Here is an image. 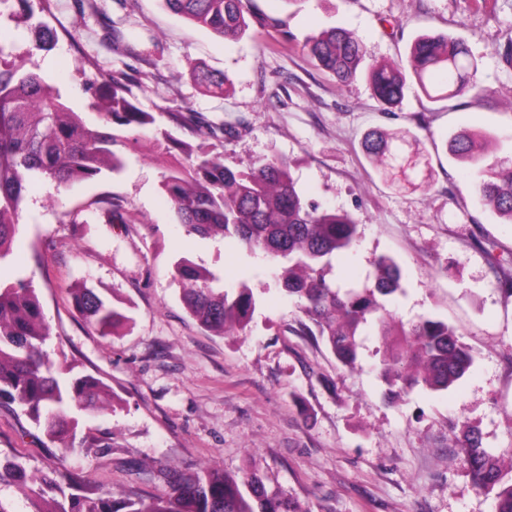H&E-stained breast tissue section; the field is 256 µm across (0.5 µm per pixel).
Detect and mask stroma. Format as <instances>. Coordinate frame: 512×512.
<instances>
[{
	"label": "stroma",
	"mask_w": 512,
	"mask_h": 512,
	"mask_svg": "<svg viewBox=\"0 0 512 512\" xmlns=\"http://www.w3.org/2000/svg\"><path fill=\"white\" fill-rule=\"evenodd\" d=\"M95 4L84 12L78 0H53L47 23L80 32L51 50L35 49L31 31L11 22L0 23V37L88 126L100 119L86 108L84 80L99 70L128 75L156 123L135 142L118 130L120 171L29 188L12 243L18 264L0 269V280L32 279L50 328L47 351L108 385L114 406L79 413L85 445L64 457L19 405L1 403L0 459L30 474L66 466L116 501L158 494L149 475L160 468L208 465L259 469L304 512H495L453 440L475 429L484 448L512 463V297L500 289L512 278V224L475 194L444 142L475 131L489 160L512 154V68L501 59L512 0H252L250 28L236 41L172 13L164 0ZM332 27L367 48L347 83L302 49ZM421 34L463 40L484 95L433 102L412 81L402 103L381 112L368 64L406 62ZM201 68L226 74L228 84L206 89L195 79ZM187 106L215 135L193 138L174 121ZM375 128L416 135L414 182L370 162L362 142ZM172 137L222 152L240 170L288 158L306 195L360 226L357 245L333 261L337 283L362 287L377 256L393 257L404 292L388 309L407 325L433 316L457 327L473 358L464 376L448 390L418 389L388 403L376 353L382 338L373 331L361 339L359 364L341 366L321 340L304 335V315L276 288L278 263L178 224L162 189L183 161L167 147ZM184 259L225 288L248 282L257 305L245 333L215 335L188 313L176 276ZM76 288L124 314L112 335L75 313ZM99 439L105 447H96Z\"/></svg>",
	"instance_id": "obj_1"
}]
</instances>
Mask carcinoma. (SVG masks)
Instances as JSON below:
<instances>
[{"instance_id": "carcinoma-1", "label": "carcinoma", "mask_w": 512, "mask_h": 512, "mask_svg": "<svg viewBox=\"0 0 512 512\" xmlns=\"http://www.w3.org/2000/svg\"><path fill=\"white\" fill-rule=\"evenodd\" d=\"M167 7L224 39H238L249 29L250 0H164ZM52 0H0V17L30 25L34 45L42 50L57 41L56 29L37 19L49 14ZM308 53L317 66L339 82L351 80L365 59L366 48L354 33L331 28L311 37ZM0 41V267L11 263V244L19 232L21 205L28 185L51 180L67 186L93 180L103 170H118L122 159L114 127L132 131L153 125L152 113L140 108L126 82L98 71L86 92L102 121L89 128L60 91L21 60L4 59ZM477 63L466 43L444 35H420L410 46L407 65L371 63L368 77L379 103H399L412 76L421 92L435 101H450L478 88ZM196 80L208 89H223L228 78L201 70ZM476 134L462 131L446 143L452 157L466 164L473 189L502 218L512 224V159L490 162L475 149ZM415 136L373 132L364 141L366 154L383 169L409 178L407 147ZM172 144L188 166L164 176L162 188L179 223L201 237L233 236L248 254L262 251L283 260L277 276L280 291L298 303L309 321L305 329L319 337L344 367L358 362V336L376 320L382 349L379 365L388 395L402 399L422 387L444 391L467 371L472 356L461 333L448 322L423 316L409 326L397 325L386 307L387 298L401 291V273L393 258L374 263V284L343 289L327 278L336 254L359 239V225L341 210L326 209L308 199L298 187L288 161L261 159L247 171L224 164L220 152L206 151L183 140ZM182 300L202 326L219 336L245 331L256 308L246 283L230 293L216 288L217 278L183 260L177 265ZM73 307L103 335L121 315L87 288L71 292ZM50 337L32 280L0 281V402L16 403L43 428L49 441L66 455L76 449V411H100L112 406V391L93 376L69 378L56 367L45 345ZM457 446L474 483L495 492V512H512V476L482 446L473 430L463 432ZM163 486L151 501L116 502L109 492L87 489L78 474L58 471L31 476L15 461L0 463V483L9 480L35 499V512H302L279 484L255 471L240 479L222 470L184 473L163 468L151 475Z\"/></svg>"}]
</instances>
